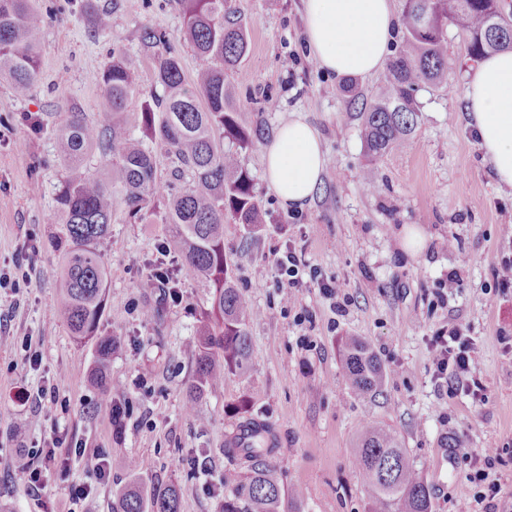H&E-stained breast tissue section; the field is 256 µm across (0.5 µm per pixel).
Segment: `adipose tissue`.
<instances>
[{
  "instance_id": "ef3b65f1",
  "label": "adipose tissue",
  "mask_w": 512,
  "mask_h": 512,
  "mask_svg": "<svg viewBox=\"0 0 512 512\" xmlns=\"http://www.w3.org/2000/svg\"><path fill=\"white\" fill-rule=\"evenodd\" d=\"M311 55L325 71L365 77L392 51L398 18L390 0H302ZM465 112L500 185L512 189V51L466 74ZM265 178L282 206L299 210L323 183L327 156L317 129L297 115L280 125L264 155Z\"/></svg>"
}]
</instances>
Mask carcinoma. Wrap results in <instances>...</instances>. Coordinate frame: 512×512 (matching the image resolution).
I'll list each match as a JSON object with an SVG mask.
<instances>
[{
    "instance_id": "cac0c4a2",
    "label": "carcinoma",
    "mask_w": 512,
    "mask_h": 512,
    "mask_svg": "<svg viewBox=\"0 0 512 512\" xmlns=\"http://www.w3.org/2000/svg\"><path fill=\"white\" fill-rule=\"evenodd\" d=\"M183 23L178 38L201 60L192 87H187L178 57L157 56L153 70L164 95L145 101L137 112L151 144L132 138L127 120L139 62L121 48L98 73L112 119L98 125L84 113L68 109L57 134L65 176L59 193L65 243L61 268L59 314L78 340H95L91 384L112 394L107 371L116 336L98 333L108 287L100 246L112 237V214L121 207L134 221L142 219L159 193L154 147L168 153L175 172L188 174V187L167 195L162 221L174 225L181 253L180 273L207 288V307L194 340L195 370L188 387L185 413L191 417L205 393L224 382V375L246 360L252 306L234 286L224 257V217L247 226L266 223L267 212L254 191L253 178L240 158L262 126L236 120L232 87L224 76L249 78L244 68L250 51L249 23L233 0H180ZM54 20L33 6V0H0V77L10 81L16 97H33L40 84V47L45 28ZM454 23L466 35L470 59L512 50V3L507 0H407L403 36L384 73L383 85L363 110L367 154L377 158L408 141L419 121L416 94L448 76L445 26ZM161 117H156V113ZM227 139L237 147L224 149ZM100 152L104 173L91 172L86 155ZM341 352L352 393L358 397L382 392L383 363L355 336L342 341ZM271 429L253 418L242 420L224 444V501L221 512H285L303 498L287 493L269 462ZM355 464L367 489L373 512H432L428 486L393 431L370 424L362 431ZM131 482L118 491L112 512H180L174 484L158 485L140 476L131 458Z\"/></svg>"
}]
</instances>
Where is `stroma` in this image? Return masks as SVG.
Listing matches in <instances>:
<instances>
[{
    "mask_svg": "<svg viewBox=\"0 0 512 512\" xmlns=\"http://www.w3.org/2000/svg\"><path fill=\"white\" fill-rule=\"evenodd\" d=\"M107 3L36 0L55 16L40 49L39 89L22 100L0 80V274L20 266L30 281L19 296L0 288V512H35L14 472L56 436L82 440L88 453L72 460L69 472L50 470L48 512H69L71 480L93 482L95 450L110 460L112 475L96 485L92 512H112L131 456L143 476L179 487L180 512H220L224 441L247 415L271 427L270 460L284 489H303V512H368L354 447L370 421L397 432L430 488L432 512H459L479 453L498 459L491 474L500 488L496 512H512V287L495 276L512 259V189L498 185L467 125L465 76L474 62L461 29H447V84L416 95L420 120L409 145L373 159L360 108L377 91L379 75L354 78V93H345V79L324 73L308 51L302 0H235L250 22V79L235 86L238 120L248 128L256 110L264 112L263 139L243 157L269 213L258 229L224 227L234 283L259 310L249 326V358L186 417L192 338L206 290L185 279L181 303L166 301L149 266L160 247L175 248L170 225L157 213L134 222L116 209L99 324L121 339L108 374L127 404L116 419L111 400L89 383L92 342L77 340L56 315L63 253L48 245L60 229L64 176L56 131L70 104L89 121H107L95 76L113 47L140 62L131 110L161 94L144 28L167 34L185 77L199 60L177 38L178 0H117L105 33L89 16ZM297 114L321 134L327 168L321 190L296 215L268 187L264 154L278 126ZM409 227L424 234L419 252L403 245ZM287 246L302 252L309 271L341 285V309L310 283L284 309L272 260ZM452 273L461 286L442 296ZM148 307L157 311L150 320L143 316ZM455 324L472 343L471 375L480 385L474 397L449 391L437 374L432 338ZM347 335L366 339L388 370L375 398L349 390L339 352ZM52 384L57 401L20 397Z\"/></svg>",
    "mask_w": 512,
    "mask_h": 512,
    "instance_id": "35a3bbf8",
    "label": "stroma"
}]
</instances>
